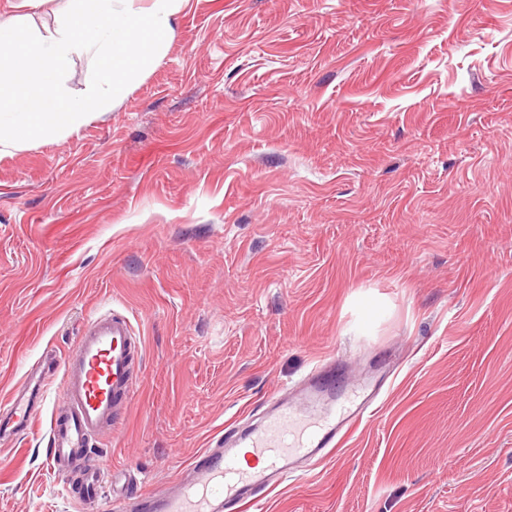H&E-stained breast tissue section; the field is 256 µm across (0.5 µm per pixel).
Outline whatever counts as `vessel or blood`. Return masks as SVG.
Masks as SVG:
<instances>
[{
  "label": "vessel or blood",
  "mask_w": 512,
  "mask_h": 512,
  "mask_svg": "<svg viewBox=\"0 0 512 512\" xmlns=\"http://www.w3.org/2000/svg\"><path fill=\"white\" fill-rule=\"evenodd\" d=\"M141 352L130 320L109 310L84 323L75 344L54 365L61 374L63 402L50 416L45 461L82 495L96 494L113 472L97 446L134 392L132 367ZM47 374L31 367L27 378L0 402V435L26 433L41 413ZM373 395L339 399L313 379L303 397L276 398L259 425L234 438L218 437L187 463L192 475L175 492L154 503L152 512H224L230 502L249 503L274 479L287 476L297 461L323 458L341 448L362 422ZM259 460L244 467L243 453Z\"/></svg>",
  "instance_id": "1"
}]
</instances>
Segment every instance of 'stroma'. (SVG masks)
<instances>
[{
  "label": "stroma",
  "mask_w": 512,
  "mask_h": 512,
  "mask_svg": "<svg viewBox=\"0 0 512 512\" xmlns=\"http://www.w3.org/2000/svg\"><path fill=\"white\" fill-rule=\"evenodd\" d=\"M105 308L139 490L330 361L375 412L246 512H512V0H189L121 103L0 149V398ZM62 399L0 512H113L45 464Z\"/></svg>",
  "instance_id": "stroma-1"
}]
</instances>
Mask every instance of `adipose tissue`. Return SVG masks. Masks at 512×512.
Listing matches in <instances>:
<instances>
[{"instance_id": "obj_1", "label": "adipose tissue", "mask_w": 512, "mask_h": 512, "mask_svg": "<svg viewBox=\"0 0 512 512\" xmlns=\"http://www.w3.org/2000/svg\"><path fill=\"white\" fill-rule=\"evenodd\" d=\"M49 0H8L0 19V137L51 139L125 98L164 55L187 0H68L57 28L32 33L30 11ZM95 73L86 96H69L63 76L73 57Z\"/></svg>"}]
</instances>
